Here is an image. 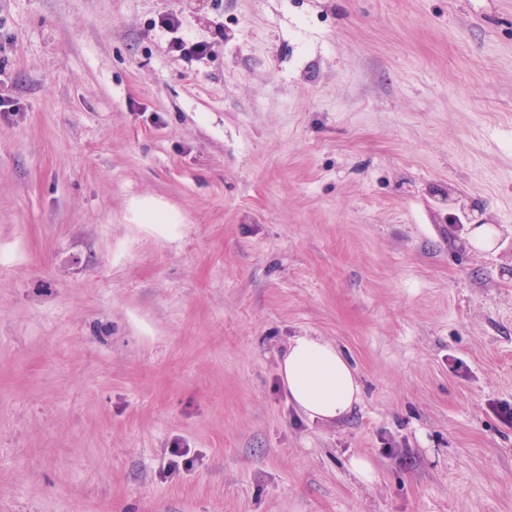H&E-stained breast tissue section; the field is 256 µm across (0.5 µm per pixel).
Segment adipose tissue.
Masks as SVG:
<instances>
[{
    "mask_svg": "<svg viewBox=\"0 0 512 512\" xmlns=\"http://www.w3.org/2000/svg\"><path fill=\"white\" fill-rule=\"evenodd\" d=\"M282 388L297 410L310 420L333 424L350 415L361 385L348 358L316 336H298L278 364Z\"/></svg>",
    "mask_w": 512,
    "mask_h": 512,
    "instance_id": "ef3b65f1",
    "label": "adipose tissue"
}]
</instances>
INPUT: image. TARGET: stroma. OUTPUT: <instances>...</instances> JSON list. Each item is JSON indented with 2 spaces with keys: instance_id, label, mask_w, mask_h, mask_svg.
<instances>
[{
  "instance_id": "obj_1",
  "label": "stroma",
  "mask_w": 512,
  "mask_h": 512,
  "mask_svg": "<svg viewBox=\"0 0 512 512\" xmlns=\"http://www.w3.org/2000/svg\"><path fill=\"white\" fill-rule=\"evenodd\" d=\"M0 97V512H512V0H0ZM171 52L184 60H193L205 56L209 52V46L202 43H189L181 36H173L170 41ZM499 236V229L492 224H476L471 229L469 243L477 250H489L495 246ZM277 371L288 402L313 422L342 421L360 401L361 385L348 358L319 337H295Z\"/></svg>"
}]
</instances>
